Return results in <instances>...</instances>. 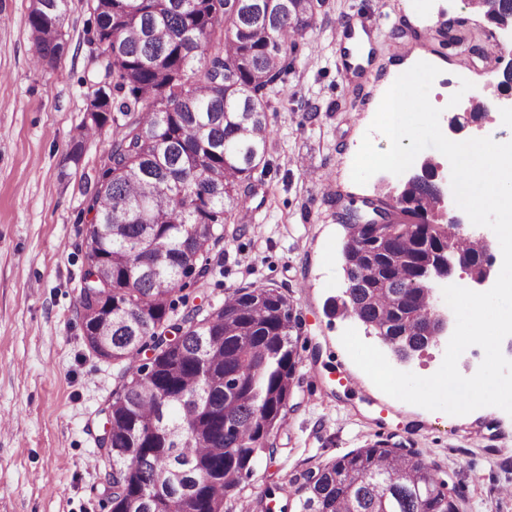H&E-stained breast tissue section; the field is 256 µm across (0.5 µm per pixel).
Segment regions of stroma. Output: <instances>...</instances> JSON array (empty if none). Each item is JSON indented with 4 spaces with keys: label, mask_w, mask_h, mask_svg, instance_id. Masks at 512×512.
<instances>
[{
    "label": "stroma",
    "mask_w": 512,
    "mask_h": 512,
    "mask_svg": "<svg viewBox=\"0 0 512 512\" xmlns=\"http://www.w3.org/2000/svg\"><path fill=\"white\" fill-rule=\"evenodd\" d=\"M30 0H0V512H110L109 464L97 439L116 373L93 353L75 313L86 266L80 216L112 142L111 128L83 137L86 98L103 71L84 42L89 0H68L66 49L36 64ZM373 22L369 76L339 65L341 23ZM471 39L445 45L443 22ZM466 0H326L270 92L272 131L253 172L254 220L227 225L209 254L213 276L184 290L188 306L221 304L229 290L258 282L285 293L300 322L296 408L256 457L252 477L227 500L247 512L264 483L288 480L381 437L419 452L447 474L463 512H512V416L482 408L459 420L414 408L376 390L341 343L352 320L329 314L344 284L345 230L334 199L374 195L387 173L351 179L356 147L381 88L418 52L444 61L430 91L441 121L449 99L472 88L496 95L512 43ZM79 156H72L74 143Z\"/></svg>",
    "instance_id": "1"
}]
</instances>
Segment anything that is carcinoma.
I'll return each instance as SVG.
<instances>
[{
	"mask_svg": "<svg viewBox=\"0 0 512 512\" xmlns=\"http://www.w3.org/2000/svg\"><path fill=\"white\" fill-rule=\"evenodd\" d=\"M86 41L104 57V79L87 97L96 133L112 145L94 191L77 315L112 308L85 332L109 336L112 392L111 512H225L285 423L297 379L299 321L277 288H238L218 307L177 314L186 279L213 273L218 228L236 224L254 191L253 171L270 137L269 91L292 67L315 0H92ZM67 0L28 15L37 60L61 47ZM434 202L421 182L391 199V246L402 261L363 267L341 312L420 344L426 316L417 269L448 244L445 229L411 232ZM100 264L112 280L94 279ZM152 350L151 361L141 360ZM171 399L162 403L157 394ZM315 479L280 496L267 485L254 512H461L462 498L421 455L376 441L313 468Z\"/></svg>",
	"mask_w": 512,
	"mask_h": 512,
	"instance_id": "1",
	"label": "carcinoma"
}]
</instances>
